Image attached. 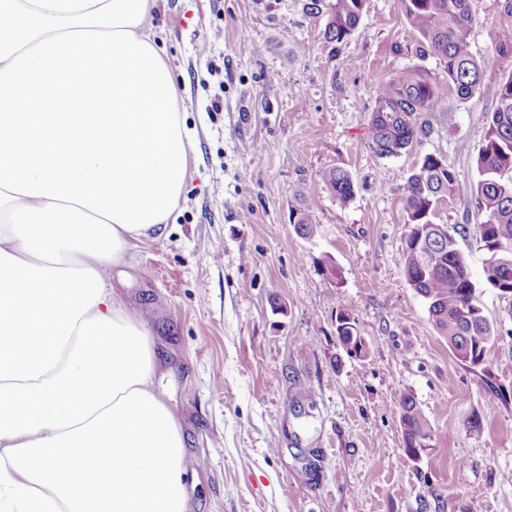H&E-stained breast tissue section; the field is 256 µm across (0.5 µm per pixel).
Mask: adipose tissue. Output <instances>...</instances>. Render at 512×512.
I'll list each match as a JSON object with an SVG mask.
<instances>
[{"label":"adipose tissue","instance_id":"adipose-tissue-1","mask_svg":"<svg viewBox=\"0 0 512 512\" xmlns=\"http://www.w3.org/2000/svg\"><path fill=\"white\" fill-rule=\"evenodd\" d=\"M150 0H0V512H188L181 426L106 280L191 135Z\"/></svg>","mask_w":512,"mask_h":512}]
</instances>
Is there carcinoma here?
Masks as SVG:
<instances>
[{"instance_id":"obj_1","label":"carcinoma","mask_w":512,"mask_h":512,"mask_svg":"<svg viewBox=\"0 0 512 512\" xmlns=\"http://www.w3.org/2000/svg\"><path fill=\"white\" fill-rule=\"evenodd\" d=\"M364 2L309 0L307 10H327L324 39L336 45L357 29ZM397 4L418 35L416 56L436 58L443 76L411 67L379 86L369 127L372 148L381 157L400 156L420 143L429 132L424 116L437 111L445 90L452 87L458 97H472L480 72L490 62L471 51V0H397ZM476 165L478 179L461 182L441 159L427 154L402 188L409 227L403 250L405 281L427 302L431 322L454 356L471 366L483 362L496 330L483 314L467 257L458 244L466 225L440 224L436 218L447 198L470 200L480 216L477 232L486 251L485 282L512 298V72L501 83ZM321 180L339 202L354 199L349 171L328 168ZM336 322L339 339L361 354L365 344L355 335L351 314L340 310ZM400 423L407 452L435 446L429 420L409 393L400 401Z\"/></svg>"}]
</instances>
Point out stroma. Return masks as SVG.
I'll use <instances>...</instances> for the list:
<instances>
[{
	"label": "stroma",
	"mask_w": 512,
	"mask_h": 512,
	"mask_svg": "<svg viewBox=\"0 0 512 512\" xmlns=\"http://www.w3.org/2000/svg\"><path fill=\"white\" fill-rule=\"evenodd\" d=\"M306 2L153 0L144 23L194 143L174 221L108 277L153 334L155 384L185 436L189 512H512V299L483 285L471 203L447 198L438 221L468 227L458 242L497 331L480 366L454 357L401 264L403 185L427 154L476 180L512 62L488 66L470 99L449 92L412 151L381 157L378 87L441 67L410 53L417 34L396 0H367L336 46ZM503 5L471 0L476 57L512 39ZM330 167L351 173L352 202L321 181ZM302 212L312 237L295 231ZM344 308L358 356L336 332ZM406 393L437 434L417 455L400 425ZM341 320H351L348 324L341 325ZM336 331L338 334L339 339L343 342V344H350V346L353 347L355 354L360 355L365 347V344L361 338V336H357V334H354L355 332V321L351 317V314L346 310L342 309L339 311V313L336 316ZM342 326H348L350 329L342 331ZM350 332L353 333V335H350Z\"/></svg>",
	"instance_id": "1"
}]
</instances>
